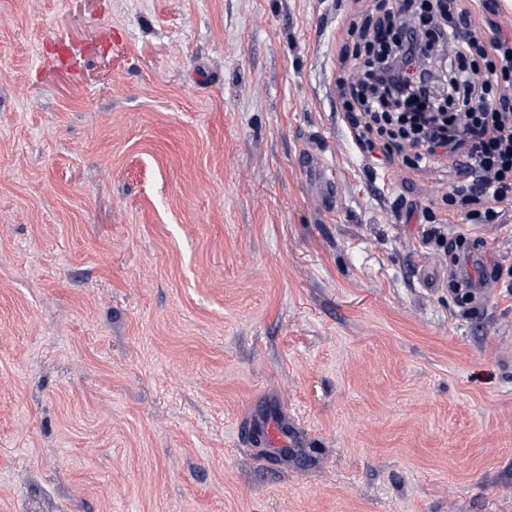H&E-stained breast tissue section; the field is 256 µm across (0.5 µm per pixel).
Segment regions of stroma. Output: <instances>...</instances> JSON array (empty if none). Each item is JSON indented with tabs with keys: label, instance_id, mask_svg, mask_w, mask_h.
<instances>
[{
	"label": "stroma",
	"instance_id": "stroma-1",
	"mask_svg": "<svg viewBox=\"0 0 512 512\" xmlns=\"http://www.w3.org/2000/svg\"><path fill=\"white\" fill-rule=\"evenodd\" d=\"M352 8L0 0V512H512V209L357 151ZM305 168L312 176L311 181L314 191L321 200L330 205L332 203L333 182L326 176L322 168V162L314 155L307 156L305 159Z\"/></svg>",
	"mask_w": 512,
	"mask_h": 512
}]
</instances>
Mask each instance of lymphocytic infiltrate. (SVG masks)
I'll return each instance as SVG.
<instances>
[{
  "mask_svg": "<svg viewBox=\"0 0 512 512\" xmlns=\"http://www.w3.org/2000/svg\"><path fill=\"white\" fill-rule=\"evenodd\" d=\"M487 0H370L340 28L337 94L357 149L454 181L442 223L512 208V29L486 33Z\"/></svg>",
  "mask_w": 512,
  "mask_h": 512,
  "instance_id": "f902f5d3",
  "label": "lymphocytic infiltrate"
}]
</instances>
